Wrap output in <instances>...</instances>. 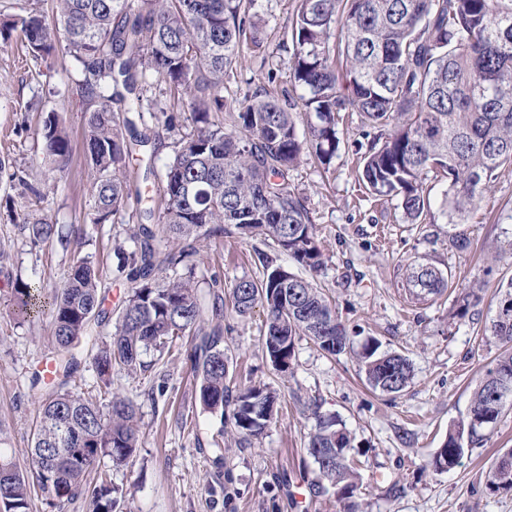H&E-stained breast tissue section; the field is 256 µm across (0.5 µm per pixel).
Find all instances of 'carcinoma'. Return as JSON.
<instances>
[{
	"label": "carcinoma",
	"mask_w": 512,
	"mask_h": 512,
	"mask_svg": "<svg viewBox=\"0 0 512 512\" xmlns=\"http://www.w3.org/2000/svg\"><path fill=\"white\" fill-rule=\"evenodd\" d=\"M257 0H56L58 27L36 12L0 18V39L17 35L37 60L53 56L57 42L80 66L81 86L95 107L87 119V152L94 172L90 223L106 224L127 211L133 178L130 164L148 152L152 137L122 112L112 111L104 91L123 88L128 111L142 106L150 80H161L169 98H188L190 130L161 111L157 124L176 135L166 166L160 203L128 216L133 247L118 248V271L126 293L117 319L105 307L106 290L90 261L71 267L52 301L53 336L67 355L55 370L70 378L80 367L71 353L92 325L115 321L109 345L92 358L103 383L98 393L51 391L33 428L30 473L60 501L90 495L93 512H113L122 490L107 470L128 463L138 445L134 403L110 394L109 375L118 365L135 373L149 365V351L163 357L168 340L194 337L196 394L203 411L227 418L234 443L248 448L271 420L264 406L278 404L266 384L232 394L226 384L229 347L224 341V297L241 317L266 312L261 348L279 372L290 371L295 339L306 336L336 355L350 345L345 327L314 279L292 273L257 253L258 275L226 286L213 279L209 326L194 279L198 242L235 235L270 239L304 270L326 265L311 213L291 171L305 155L330 168L339 149L343 112H357L370 128L359 144V176L378 197L394 198L407 224L432 216L427 182L446 184L440 213L448 224V247L465 251L478 195L512 167V0H300L291 22L290 79L298 104L309 115L299 134L291 107L279 98L276 75L243 98L224 97V80L242 64L244 48L263 41ZM345 68L336 69V56ZM44 150L57 170L66 167L70 141L55 116L44 125ZM141 196V192L134 193ZM35 243L64 249L72 233L33 214L13 218ZM409 294L427 301L452 287L429 262L408 265ZM229 291H224V288ZM18 314L39 306L29 283L14 288ZM481 301L473 290L457 302L463 319ZM486 334L501 349L473 391L465 416L448 434L429 465L449 472L465 452L479 446L512 402V284L499 290ZM369 386L399 395L414 374L409 360L380 350L367 339L358 354ZM352 437L334 414L316 415L305 452L315 465L314 496L325 490L318 455L331 454L344 512L362 475L352 455ZM28 473V474H30ZM28 474L0 448V512H28ZM487 488L512 493V463L493 462Z\"/></svg>",
	"instance_id": "obj_1"
}]
</instances>
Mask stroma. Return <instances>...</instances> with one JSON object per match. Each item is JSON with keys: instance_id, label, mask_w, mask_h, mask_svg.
<instances>
[{"instance_id": "1", "label": "stroma", "mask_w": 512, "mask_h": 512, "mask_svg": "<svg viewBox=\"0 0 512 512\" xmlns=\"http://www.w3.org/2000/svg\"><path fill=\"white\" fill-rule=\"evenodd\" d=\"M298 3L259 0L265 50L246 55L225 81V97L254 92L270 71L280 89L290 90V29ZM79 78L65 49L37 63L16 40L0 43V159L5 162L0 169V251L5 254L0 261V427L7 453L20 465L28 459L33 423L48 391L32 386V375L52 360L55 349L50 311L17 320L15 283H39L44 296H52L74 260L83 256L99 268L112 307H120L124 297L114 248L130 246V230L120 215L111 224L90 222L88 101ZM53 113L65 124L71 143L69 164L61 172L42 150L44 121ZM363 130L360 115L346 117L330 169L322 170L306 156L292 172L328 257L316 281L346 326L350 348L329 356L308 337H298L292 370L284 374L261 351L262 309L246 317L225 310L230 389L260 381L280 395L277 416L249 448L236 447L229 425L201 411L188 337L175 339L171 353L153 361L148 371L130 375L113 368V392L139 407L136 453L128 466L111 472L113 483L125 491L115 512H339L335 491L318 497L309 493L315 467L304 442L316 407L338 416L354 436L364 463L355 494L363 512H512V495L485 488L492 462L512 448V409L455 470L438 473L429 465L449 424L465 415L475 387L500 351L485 328L495 315L498 284L512 278V168L483 191L466 227L471 250L452 251L445 222L404 223L395 202L377 201L358 181L355 150ZM27 185L43 194L40 204L24 195ZM11 210L34 211L67 231L83 229L87 241L76 251L32 243L9 221ZM258 249L297 271L270 240H201L196 282L202 305L210 303L212 277L230 284L254 276ZM423 259L447 273L453 287L435 300L419 302L410 296L405 276L408 264ZM476 282L481 303L466 318H454L455 301ZM113 331L110 325L93 328L94 339L81 345V368L67 381V390L97 391L92 357ZM370 337L410 360L414 379L402 394L367 388L356 354Z\"/></svg>"}]
</instances>
